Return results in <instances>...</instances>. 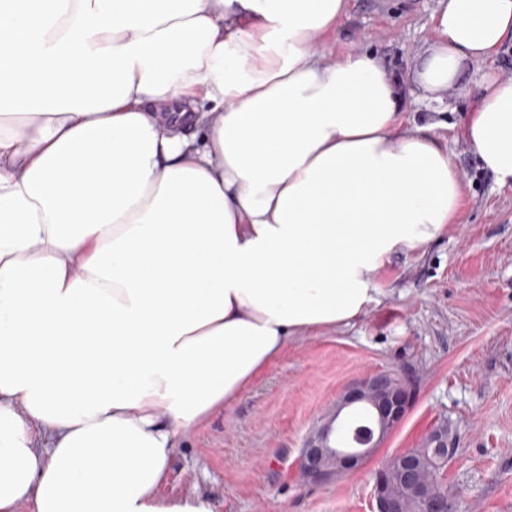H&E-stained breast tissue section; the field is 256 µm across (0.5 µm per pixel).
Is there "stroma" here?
<instances>
[{
	"label": "stroma",
	"mask_w": 512,
	"mask_h": 512,
	"mask_svg": "<svg viewBox=\"0 0 512 512\" xmlns=\"http://www.w3.org/2000/svg\"><path fill=\"white\" fill-rule=\"evenodd\" d=\"M438 0H349L324 45L335 61L350 44L377 51L408 78L434 40ZM512 77V41L469 64L444 105L407 86L404 117L436 124L467 189L456 223L430 243L394 255L376 274L365 314L329 332L289 340L228 407L181 436L168 495L198 496L213 512H375V476L396 453L423 447L449 422L457 448L441 480L453 512H512V188L499 187L467 147L462 125L485 74ZM413 388L400 426L358 471L327 484L303 477V441L340 394L376 373Z\"/></svg>",
	"instance_id": "1"
}]
</instances>
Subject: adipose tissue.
<instances>
[{
	"instance_id": "obj_1",
	"label": "adipose tissue",
	"mask_w": 512,
	"mask_h": 512,
	"mask_svg": "<svg viewBox=\"0 0 512 512\" xmlns=\"http://www.w3.org/2000/svg\"><path fill=\"white\" fill-rule=\"evenodd\" d=\"M347 11L0 0V512H212L162 492L179 438L457 219L464 179L382 58L324 61ZM433 25L414 80L440 103L512 0ZM476 94L463 136L512 187V79Z\"/></svg>"
}]
</instances>
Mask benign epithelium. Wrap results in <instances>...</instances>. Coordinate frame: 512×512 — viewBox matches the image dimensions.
<instances>
[{"mask_svg":"<svg viewBox=\"0 0 512 512\" xmlns=\"http://www.w3.org/2000/svg\"><path fill=\"white\" fill-rule=\"evenodd\" d=\"M412 389L404 381L389 374L368 375L345 390L306 437L299 466L306 479L313 483H329L348 471L360 469L381 447L387 437L402 423L411 405ZM371 410L376 426L361 445L350 446L336 441V422L341 412L355 405ZM433 453H453L455 442L448 433L439 431L432 439ZM394 465L382 467L376 474L374 497L376 512H407L404 501L397 499L390 488L389 473L397 470L401 481L418 490L421 460L415 451H405L393 459Z\"/></svg>","mask_w":512,"mask_h":512,"instance_id":"7a95c632","label":"benign epithelium"}]
</instances>
